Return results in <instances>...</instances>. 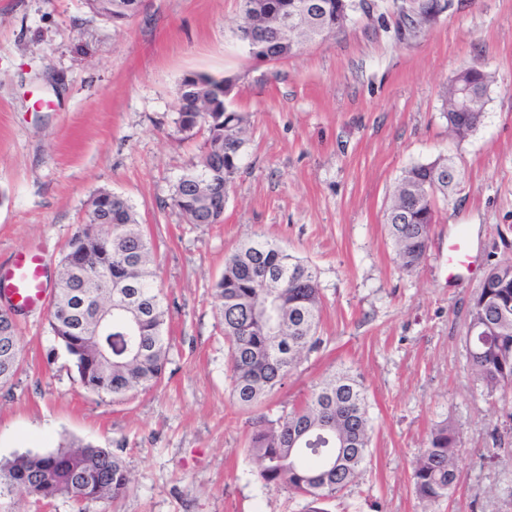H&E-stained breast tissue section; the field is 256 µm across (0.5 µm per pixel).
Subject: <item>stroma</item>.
Instances as JSON below:
<instances>
[{
	"mask_svg": "<svg viewBox=\"0 0 512 512\" xmlns=\"http://www.w3.org/2000/svg\"><path fill=\"white\" fill-rule=\"evenodd\" d=\"M240 0H142L122 23L86 0H0V264L39 247L56 280L90 199L127 198L150 235L169 306L160 383L122 399L87 392L49 325L18 318L22 368L0 388V461L92 444L124 459L117 500L34 502L0 490V512H301L265 486L245 444L256 412L278 417L340 367L366 390L365 471L328 512H512V395L470 370V301L488 267L512 257V0H464L414 34L388 0L294 56L260 62L237 37ZM466 66L492 76L465 140L448 133V83ZM233 81L250 134L220 224H189L171 200L207 137L177 130L183 77ZM451 159L460 181L438 200L425 262L401 272L384 223L405 167ZM467 232L476 262L448 276V238ZM263 238L314 266L320 350L259 410L241 407L214 284L225 257ZM462 437L456 490L436 504L412 470L432 428Z\"/></svg>",
	"mask_w": 512,
	"mask_h": 512,
	"instance_id": "35a3bbf8",
	"label": "stroma"
}]
</instances>
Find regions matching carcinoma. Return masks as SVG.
I'll return each mask as SVG.
<instances>
[{
  "mask_svg": "<svg viewBox=\"0 0 512 512\" xmlns=\"http://www.w3.org/2000/svg\"><path fill=\"white\" fill-rule=\"evenodd\" d=\"M139 0H88L107 19L135 15ZM300 0H241L238 37L252 42L251 56L275 61L294 55L302 41L278 35L279 18ZM328 13L310 14L308 28L324 36L342 28L356 11V0H329ZM432 0H409L419 25L430 22ZM491 75L474 66L460 69L448 85V127L460 140L477 127ZM467 85L472 110H456V93ZM228 78L185 76L176 89L181 133L189 136L204 124L208 137L198 163L174 185L173 205L190 224H220L224 213L213 207L212 194L226 195L239 170L246 144L248 116L224 106ZM448 159L405 168L400 174L385 222L396 249L398 268L416 271L425 260L435 221L437 196H448ZM49 325L67 354L79 382L99 396L123 398L155 387L170 351L165 336L168 306L157 286L154 251L132 204L119 194H96L87 221L72 237L62 258ZM220 323L228 344L232 394L243 407L260 404L304 356L322 344L318 336L322 301L317 273L279 245L245 242L225 259L214 286ZM103 296L102 306L72 309L73 298ZM0 315V353L12 367L0 368V385L21 367L17 325ZM471 370L489 392L512 391V258L494 263L479 284L468 311ZM372 426L365 389L358 377L339 371L318 383L307 399L276 419L262 418L247 451L258 462L259 478L303 498V512H325L323 505L346 490L363 471L370 454ZM459 432L444 421L432 431L416 460L412 480L418 498L436 503L459 482L455 457ZM0 485L35 500L68 496L77 500H115L131 489L123 459L106 448L89 445L53 453L27 452L0 463Z\"/></svg>",
  "mask_w": 512,
  "mask_h": 512,
  "instance_id": "obj_1",
  "label": "carcinoma"
}]
</instances>
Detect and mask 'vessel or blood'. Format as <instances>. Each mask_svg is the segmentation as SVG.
I'll use <instances>...</instances> for the list:
<instances>
[{"label":"vessel or blood","mask_w":512,"mask_h":512,"mask_svg":"<svg viewBox=\"0 0 512 512\" xmlns=\"http://www.w3.org/2000/svg\"><path fill=\"white\" fill-rule=\"evenodd\" d=\"M470 252L466 238L448 243V273L457 275L468 267ZM0 294L25 309L42 306L46 298L45 270L40 251L17 253L5 267H0Z\"/></svg>","instance_id":"b4317fda"}]
</instances>
